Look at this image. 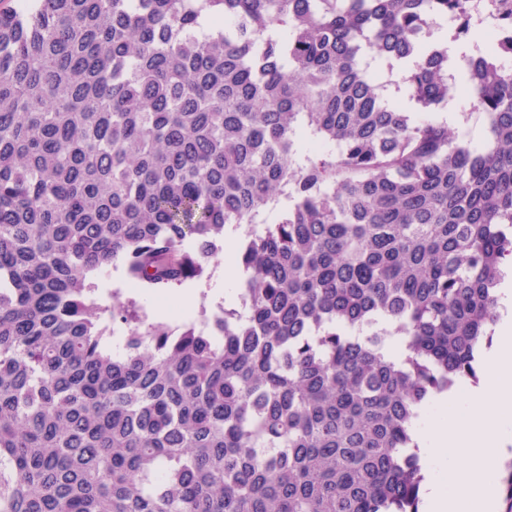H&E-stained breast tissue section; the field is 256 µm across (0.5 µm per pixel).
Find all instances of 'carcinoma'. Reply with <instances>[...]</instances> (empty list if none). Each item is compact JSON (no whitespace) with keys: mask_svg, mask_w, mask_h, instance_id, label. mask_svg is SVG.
I'll list each match as a JSON object with an SVG mask.
<instances>
[{"mask_svg":"<svg viewBox=\"0 0 512 512\" xmlns=\"http://www.w3.org/2000/svg\"><path fill=\"white\" fill-rule=\"evenodd\" d=\"M17 0L0 8V512H419L420 412L499 318L512 257V0ZM332 143L336 151L324 146ZM233 307L103 308L204 274ZM125 327L123 352L108 349ZM452 103L455 108L456 120L453 124H448V128L458 135L460 141L470 143L481 149H488V132L486 117L483 113L472 109L469 98L457 84L451 86L448 93V103ZM460 130L466 131V137L460 135ZM224 264V275L226 276L231 275L232 271L234 270L236 266V251L232 246H226L223 253H220L217 259L213 260L209 267L207 268L204 275L199 280H192L186 282L184 285L178 288H188L190 286H199V285H205L210 289V284L215 278L216 271L218 267L222 264ZM242 273L238 266L236 267L235 272L228 278L226 281V284L224 281L221 283V286L219 288L220 292L215 293V297L218 298L221 294V297L219 300H214L208 298L207 294L205 292L202 293L205 294V298H207V301L210 303H205L208 308H214L216 305L224 304V298H226V294L224 295V290L227 289L230 291L234 296L236 293V290L238 288L239 282L241 280ZM201 295L200 300L192 307L185 311L178 312L176 314L162 317L157 314V308L155 306L156 304V298L155 296L151 295H141L137 296L136 300L138 302V305L144 309V311L150 316L158 319H163L170 321L172 325H180L184 322H190V321H196L198 316V311L200 307V303L203 300ZM90 280L94 282L96 288H98L97 296L104 305L112 304L111 294L113 290L122 289V291H125L126 288V282L119 264L117 266H110L102 270L94 271Z\"/></svg>","mask_w":512,"mask_h":512,"instance_id":"carcinoma-1","label":"carcinoma"}]
</instances>
